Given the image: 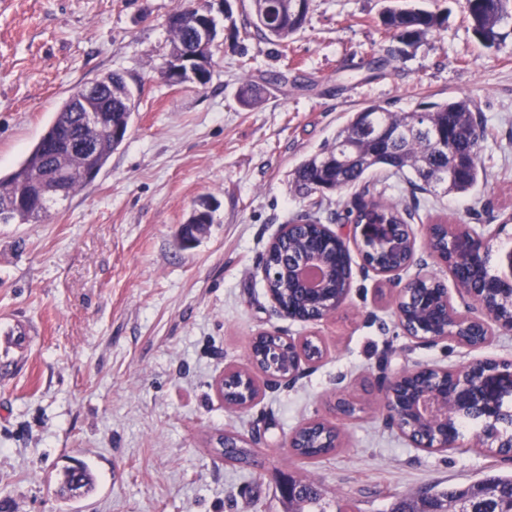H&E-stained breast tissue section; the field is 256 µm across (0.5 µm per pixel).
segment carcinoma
Listing matches in <instances>:
<instances>
[{
  "label": "carcinoma",
  "mask_w": 512,
  "mask_h": 512,
  "mask_svg": "<svg viewBox=\"0 0 512 512\" xmlns=\"http://www.w3.org/2000/svg\"><path fill=\"white\" fill-rule=\"evenodd\" d=\"M291 0H252V9L257 27L270 38L281 44L290 40L304 27L309 8L295 14L290 8ZM177 9L183 12L186 23L168 25L170 49L181 53H197L206 65L195 69L189 82L205 86L211 78L216 39L203 43L192 25L199 7L193 0H182ZM465 9L471 28L486 48L499 46L502 34L501 24L512 18V0H465ZM385 30L394 40L412 45L434 32L440 24L435 13L424 9L388 7L381 16ZM112 86L104 85L98 90L97 101L101 106L112 107L108 113L112 126L128 132L135 109V94L124 76L110 74ZM237 100L244 109L251 110L260 102V92L252 77H246L237 90ZM373 116L375 125L387 129L391 138L383 143L367 142L363 155L345 166L325 167L323 161L334 158L341 140L353 132L358 123L359 113H354L346 126L336 133L333 145L322 153L305 160L296 170L294 184L299 194L310 200L309 208L292 224H318L317 217L325 192L336 186L343 188L360 187L347 210L345 221L355 224H403L405 220L397 207L387 205L370 188L363 184L367 171L375 168L386 169L391 174L404 172L408 168L417 189L445 194H464L473 189L480 178L479 157L484 129L473 115L471 102L466 98L430 102L414 112H394L378 104L369 103L361 108ZM426 125L439 131L445 137V145L416 130ZM88 141L96 143V153L84 155L82 145ZM122 140L88 129L83 122L73 96L62 103L54 113L52 121L39 140L28 150L25 157L7 174L0 175V224H44L53 215L59 200H69L77 192L88 187L107 164L112 152ZM26 189L33 194L32 204L17 202V193ZM307 247V232L299 233L280 241L266 257V266H281L284 253L297 255ZM280 303L307 314H319L332 306L327 297L314 305L295 288L288 274L270 282ZM489 299L496 307L498 319L512 322V292L497 291ZM273 350V363L283 370L293 362L295 347L283 341L261 338V354ZM243 376L233 373L224 379V391L232 399H241ZM302 447L294 452L307 458H315L333 451L331 435L318 428H308L300 436ZM216 452L224 459L238 464L250 465L254 453L247 442L231 437L219 436ZM89 492L94 479L89 469L81 464L64 470L63 487L71 490L73 483ZM423 502L434 512L452 505L461 512H512V476H489L465 489H429L411 500L399 497L390 512H406ZM301 503L298 512H327L329 503L322 491L314 484L308 493L297 499Z\"/></svg>",
  "instance_id": "obj_1"
}]
</instances>
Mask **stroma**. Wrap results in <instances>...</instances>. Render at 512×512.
<instances>
[{
    "label": "stroma",
    "mask_w": 512,
    "mask_h": 512,
    "mask_svg": "<svg viewBox=\"0 0 512 512\" xmlns=\"http://www.w3.org/2000/svg\"><path fill=\"white\" fill-rule=\"evenodd\" d=\"M441 26L415 46L381 25L384 0H311L288 46L253 25L250 0H229L210 82L173 84L161 70L166 21L178 0H0V171L18 164L75 88L112 72L134 87L123 143L95 182L46 224H0V512H288L282 474L314 481L326 501L387 512L398 496L512 474V457L475 447H414L375 396L380 365L457 368L512 361V332L470 349L414 344L393 292L353 255L345 306L319 323L282 317L261 260L282 224L308 207L295 169L367 103L412 112L469 98L485 137L483 175L470 193L413 188L409 175L368 173L407 211L418 241L402 274L447 278L425 244L427 225L490 227L488 270L505 271L512 243V23L499 47L474 35L462 0H408ZM262 102L241 108L242 73ZM286 73L287 83L272 82ZM213 222L197 245L177 236L201 202ZM262 332L311 339L323 350L293 381L265 384L250 407H225L217 383L249 363ZM353 417L337 416V395ZM340 430L315 460L284 445L307 422ZM254 443L258 466L214 454L219 435ZM85 463L94 488L64 498L62 472Z\"/></svg>",
    "instance_id": "stroma-1"
}]
</instances>
